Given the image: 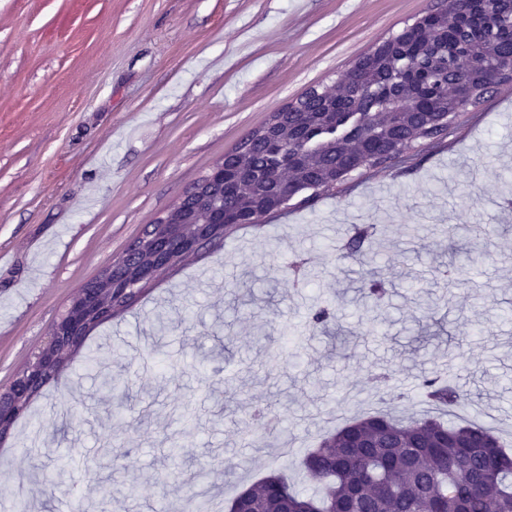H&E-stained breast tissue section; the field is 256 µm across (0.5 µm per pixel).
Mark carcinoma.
<instances>
[{"label":"carcinoma","mask_w":512,"mask_h":512,"mask_svg":"<svg viewBox=\"0 0 512 512\" xmlns=\"http://www.w3.org/2000/svg\"><path fill=\"white\" fill-rule=\"evenodd\" d=\"M471 56L476 67L457 68L456 57ZM512 0H448V12L436 8L421 22L405 27L377 49L359 56L346 81L324 100L312 89L288 111L268 121L224 154L223 188L214 183L202 197L186 201L193 220L217 201L234 210L231 218H262L270 201L287 184L317 195L329 189L327 178L355 163L366 168L392 165L399 147L413 149L438 141L447 115L462 118L500 83L512 81ZM373 224L349 229L346 257L375 263L366 248ZM478 256L465 252L444 272L454 288ZM385 283L370 275L365 298L378 304ZM335 317L328 300L311 306L304 322L311 335ZM84 365L98 390L111 401L107 418L128 407L126 380L112 372L91 348ZM419 396L454 411L468 398L438 377H426ZM301 465L314 482L308 495L279 473L247 488L252 512H274L286 498L293 512H338L358 493L357 512H512V451L499 436L475 422L448 425L434 417L409 423L386 413L354 418L308 451Z\"/></svg>","instance_id":"cac0c4a2"}]
</instances>
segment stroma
<instances>
[{"label":"stroma","instance_id":"35a3bbf8","mask_svg":"<svg viewBox=\"0 0 512 512\" xmlns=\"http://www.w3.org/2000/svg\"><path fill=\"white\" fill-rule=\"evenodd\" d=\"M435 0H0V388L38 352L68 301L181 194L271 115L331 86L358 56ZM512 82L438 142L389 168L224 233L130 309L94 330L92 349L130 386L131 410L105 419L73 356L15 436L0 443V504L63 512H159L193 496L224 512L276 470L308 488L301 462L351 418L428 414L430 372L465 391L469 419L512 446ZM372 224L389 292L361 320L359 266L341 257L351 225ZM484 224L477 239L449 226ZM480 262L448 289L459 251ZM303 254L302 280L288 273ZM319 299L336 317L307 336ZM164 312L174 333L155 340ZM160 359L144 373L138 353ZM391 376L385 399L370 375ZM287 418L275 442H244L254 404ZM191 411L183 432L171 417ZM68 453L57 455V445ZM70 473L75 488L36 469Z\"/></svg>","mask_w":512,"mask_h":512}]
</instances>
